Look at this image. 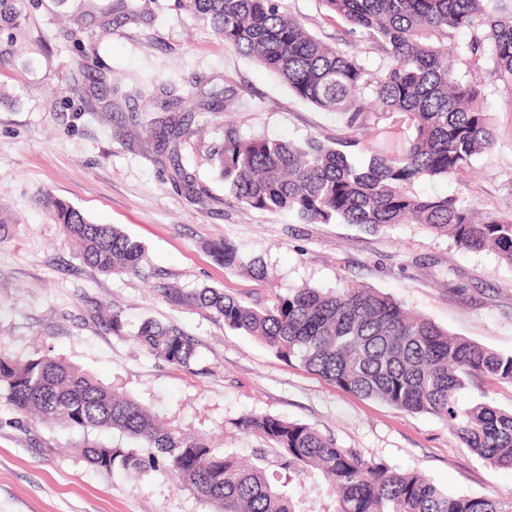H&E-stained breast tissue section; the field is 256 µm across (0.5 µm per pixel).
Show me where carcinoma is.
Instances as JSON below:
<instances>
[{"mask_svg": "<svg viewBox=\"0 0 512 512\" xmlns=\"http://www.w3.org/2000/svg\"><path fill=\"white\" fill-rule=\"evenodd\" d=\"M179 2L192 17L209 20L225 46L276 74L300 98L345 117L347 132L296 143L225 128L223 141L207 147L206 156L237 202L288 213L305 224L372 230L421 224L464 248L491 249L512 266V214L480 217L462 196L415 191L422 180L458 176L493 146L484 98L463 79L458 64L512 88V11L491 0H321L329 19L371 44L379 58L371 70L361 55L307 32L279 0ZM115 12L129 21L140 18L134 0H116L99 15ZM463 28L471 33L469 42L450 45ZM222 109L216 91L200 88L187 111L179 98L167 104L159 138L170 149L174 182L194 186L178 146L194 134L195 119ZM393 114L401 115L407 130L401 147L355 163L364 137ZM43 204L84 263L103 273L140 272V242L50 195ZM212 253L226 268L242 265L239 247L229 240L214 244ZM160 292L175 306L212 312L225 326L256 337L282 360L341 390L448 422L459 441L490 466L512 469V410L481 400L459 403L460 392L478 379L512 383V353L451 336L392 297L353 284L330 292L290 288L268 307L248 306L213 287L184 293L162 286ZM135 339L175 367L188 366L194 356L192 339L174 327L146 321ZM0 401L69 428L118 430L148 449L144 456L135 448L88 445L82 454L99 471L162 465L216 512H303L280 478L268 473L264 456L245 466L203 437L163 428L138 403L61 360L1 356ZM239 425L284 458L288 472L318 475L334 487L336 512H512V501L448 493L417 471L399 472L339 448L304 423L247 415Z\"/></svg>", "mask_w": 512, "mask_h": 512, "instance_id": "carcinoma-1", "label": "carcinoma"}]
</instances>
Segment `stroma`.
<instances>
[{
  "label": "stroma",
  "mask_w": 512,
  "mask_h": 512,
  "mask_svg": "<svg viewBox=\"0 0 512 512\" xmlns=\"http://www.w3.org/2000/svg\"><path fill=\"white\" fill-rule=\"evenodd\" d=\"M307 29L347 52L360 36L329 20L320 0H281ZM135 23L83 16L80 0H24L13 33H0V355H47L114 387L167 427L201 435L221 453L255 461L262 440L242 429L249 414L315 427L337 447L397 470H417L448 492L512 500V470L491 467L445 421L343 391L290 364L255 337L203 309L176 307L160 285L224 289L249 305L307 285L376 288L448 332L512 353V266L494 252L462 248L417 224L367 231L355 224H303L285 213L245 208L224 190L196 145L181 163L200 188L171 179L148 129L166 95L186 97L196 82L228 106L206 128L220 141L227 125L285 141L343 133V117L295 95L275 74L224 46L177 0H137ZM79 32L70 41L64 30ZM94 45L111 82L77 80L81 49ZM495 144L471 172L424 181L420 192L451 193L482 212L512 213V89L479 76ZM139 114L128 124L129 111ZM51 194L99 224L118 225L145 248L140 274L104 275L79 259L61 225L40 203ZM237 244L261 259L257 280L216 262L209 246ZM118 314L120 331L103 318ZM154 320L189 336L190 368L169 365L134 340ZM130 448L112 431H82L19 414L0 402V512H212L162 469L104 473L82 457L83 443Z\"/></svg>",
  "instance_id": "35a3bbf8"
}]
</instances>
